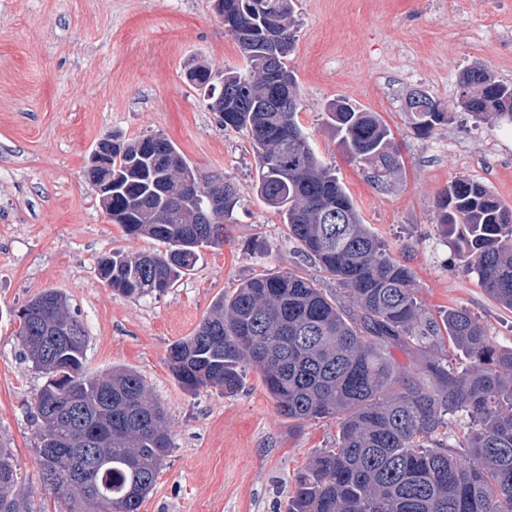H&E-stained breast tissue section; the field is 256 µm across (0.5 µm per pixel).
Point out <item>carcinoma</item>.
<instances>
[{"instance_id": "carcinoma-1", "label": "carcinoma", "mask_w": 512, "mask_h": 512, "mask_svg": "<svg viewBox=\"0 0 512 512\" xmlns=\"http://www.w3.org/2000/svg\"><path fill=\"white\" fill-rule=\"evenodd\" d=\"M219 17L246 29L230 35L243 66L221 72L224 99L211 97L219 124L244 131L256 152L255 189L283 218L288 238L340 287L329 297L294 272L262 275L219 297L192 335L168 352L174 379L188 390L236 394L258 369L279 414L290 422L336 419V447L316 454L293 478L288 512H512V347L498 346L464 307L438 317L418 302L415 275L363 223L335 171L324 165L297 120L298 108L272 98L270 72L298 93L288 56L296 37L291 0H212ZM460 106L476 123L512 127V83L473 66L460 78ZM433 110L411 113L420 138L448 122ZM338 145L378 182L401 169L391 130L376 112L344 99L327 107ZM107 218L152 252H114L99 262L112 292L161 296L195 270L202 247L224 244L240 196L221 177H203L161 133L112 137ZM193 181L196 192L184 184ZM437 223L460 228L463 270L512 310V207L481 184L456 179L439 196ZM68 298L48 289L21 310L24 358L46 381L31 405L38 447L70 448L67 459L37 457L44 486L69 512H139L173 448L165 411L135 371L85 370L86 346ZM453 346L469 364L450 368ZM396 347L410 363L391 356ZM87 479L73 482V466ZM0 512H34L14 451L0 442Z\"/></svg>"}]
</instances>
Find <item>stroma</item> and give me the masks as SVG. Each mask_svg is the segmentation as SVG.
Wrapping results in <instances>:
<instances>
[{"label": "stroma", "instance_id": "stroma-1", "mask_svg": "<svg viewBox=\"0 0 512 512\" xmlns=\"http://www.w3.org/2000/svg\"><path fill=\"white\" fill-rule=\"evenodd\" d=\"M297 37L288 66L298 120L320 160L335 169L364 223L415 273L426 312L469 309L501 346L512 311L462 270L436 223L448 183L469 179L512 207V131L475 124L459 102L462 72L484 67L512 83V0H293ZM211 0H0V440L15 450L36 512H66L44 487L28 406L44 378L24 360L17 314L46 289L62 291L87 335V369H133L164 408L174 446L140 512H287L295 473L334 448L335 420L281 417L257 369L227 396L178 385L167 361L214 301L249 278L291 271L337 294L335 280L287 236L256 195L258 167L245 135L221 127L191 87L188 65L242 63ZM424 90L452 119L417 137L405 110ZM337 98L378 113L403 161L388 183L349 162L327 125ZM161 133L204 175L236 184L240 203L223 246L207 248L169 293L125 299L100 278L121 249H156L106 217L85 179L106 135Z\"/></svg>", "mask_w": 512, "mask_h": 512}]
</instances>
